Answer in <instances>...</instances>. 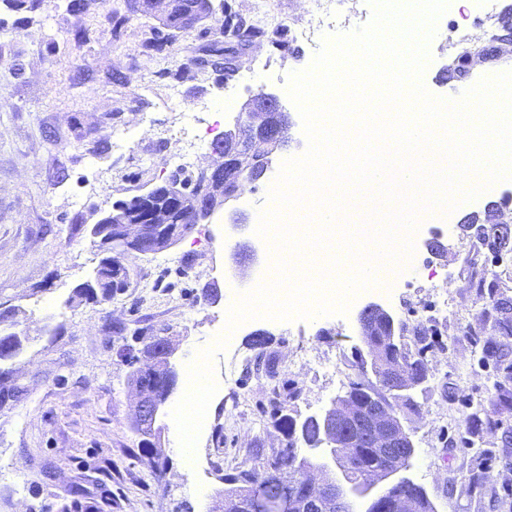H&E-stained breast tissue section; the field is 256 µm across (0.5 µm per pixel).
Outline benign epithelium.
Listing matches in <instances>:
<instances>
[{"label":"benign epithelium","instance_id":"obj_1","mask_svg":"<svg viewBox=\"0 0 512 512\" xmlns=\"http://www.w3.org/2000/svg\"><path fill=\"white\" fill-rule=\"evenodd\" d=\"M242 111L250 128L248 140H243L235 129L216 138L211 149L217 161L199 170L201 187L193 188L170 174L163 182L165 196H159V189L154 186L134 196L131 209L114 208L100 216L94 238L107 270L115 278L128 274L125 260L129 254L148 256L173 247L197 225L209 223L216 213L239 197L244 184L252 182L245 173L265 172L270 168L274 142L286 140L288 110L278 94L261 90ZM357 321L362 356L375 374L381 368L385 352H400L399 323L389 309L376 302L366 304L359 311ZM173 354L174 350L163 337L157 354L150 356L144 365L151 376L161 375L167 380L164 395L151 388L136 389L133 420L151 433L155 432L162 409L176 388L178 375L171 362ZM320 420L323 452L331 463L309 465L299 456L292 460L293 468L302 473L306 501L301 504L288 495V483L282 481L278 487L269 486L271 493L263 498L246 488L240 489L228 504L232 512H304L325 499L333 504L336 512H350L356 497L368 498L366 512H377L374 504L383 500L392 488L409 481L403 475L406 466L385 450L411 446L413 440L398 416L383 403L373 397L363 399L348 393L333 401L320 414ZM341 425L360 430L367 446L382 452L384 464L368 467L358 457L342 459V444L336 442Z\"/></svg>","mask_w":512,"mask_h":512}]
</instances>
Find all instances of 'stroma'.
Listing matches in <instances>:
<instances>
[{"label": "stroma", "mask_w": 512, "mask_h": 512, "mask_svg": "<svg viewBox=\"0 0 512 512\" xmlns=\"http://www.w3.org/2000/svg\"><path fill=\"white\" fill-rule=\"evenodd\" d=\"M67 3L31 13L0 0V311L14 310L29 336L15 361L28 395L0 414V512H60L74 501L98 512H216L235 476L265 468L280 448L274 406L302 419L329 408L350 382L374 383L357 323L371 301L396 315L402 348L428 369L413 405L394 401L415 446L407 477L435 512H512V409L503 408L493 387L498 380L512 393V336L494 324L497 305L512 306V264L496 262L460 230L462 216H484L488 205L512 195V180L450 214L425 217L413 237L416 260L392 295L365 292L346 313L317 320L240 324L213 357L218 389L194 463L174 448L172 396L159 419L164 467L156 472L145 464L142 437L130 422L135 398L125 347L139 328L168 338L177 387L185 389L189 363L224 332L236 298L225 287L231 267L266 262L259 213L283 162L307 148L297 107L287 106L288 143L264 177L174 247L129 255L131 287L97 303L75 296L100 259L89 229L100 212L160 183L185 149L193 151L190 172L214 162L210 141L191 148L177 136L190 117L198 118L199 131L219 135L235 128L258 91L287 96L289 75L314 59L297 36L311 21L313 0H224L225 12L248 22L259 23L267 10L280 22L278 32L235 49L229 76L205 52L222 37L216 20L173 31L157 59L143 47L156 21L134 0L82 14L67 11ZM489 21L498 28L512 23V0H470L469 8L451 7L439 18L422 76L431 94L452 98L442 74L456 58V41L464 32L486 47ZM79 27L87 31L80 47L71 38ZM175 71L180 80L172 79ZM434 239L446 248L442 256L429 249ZM481 278L486 288H475ZM207 284L217 298L205 297ZM443 299L452 317L436 315ZM113 323L124 333H111ZM426 328L432 334L424 339ZM259 330L266 334L263 351L279 362L273 381L252 370L258 351L250 339ZM490 342L497 354L487 358L482 348ZM233 357L241 363L230 386L224 362ZM477 404L487 424L470 421Z\"/></svg>", "instance_id": "1"}]
</instances>
